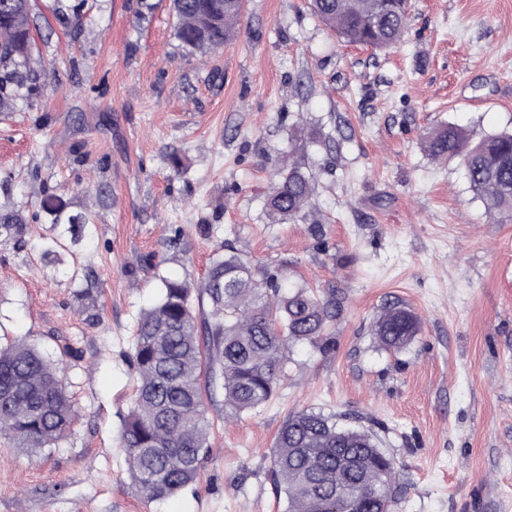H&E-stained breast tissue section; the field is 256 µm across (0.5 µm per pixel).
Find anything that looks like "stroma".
Segmentation results:
<instances>
[{"label": "stroma", "instance_id": "obj_1", "mask_svg": "<svg viewBox=\"0 0 512 512\" xmlns=\"http://www.w3.org/2000/svg\"><path fill=\"white\" fill-rule=\"evenodd\" d=\"M33 98L0 114V337L61 361L81 411L55 447L0 436V512H285L270 449L288 415L357 421L398 465L395 512H512V222L495 224L458 162L422 145L441 125L512 130V0H412L384 50L340 42L309 0H247L206 53L174 35L172 0H32ZM307 151L311 205L275 223L288 150ZM94 225L47 255L44 199ZM337 291L335 346L290 350L284 388L249 413L207 403L197 480L150 501L121 435L133 333L159 279L191 283L221 249ZM398 301L420 332L373 335ZM27 219L19 211L0 212V241L21 238L25 234Z\"/></svg>", "mask_w": 512, "mask_h": 512}]
</instances>
